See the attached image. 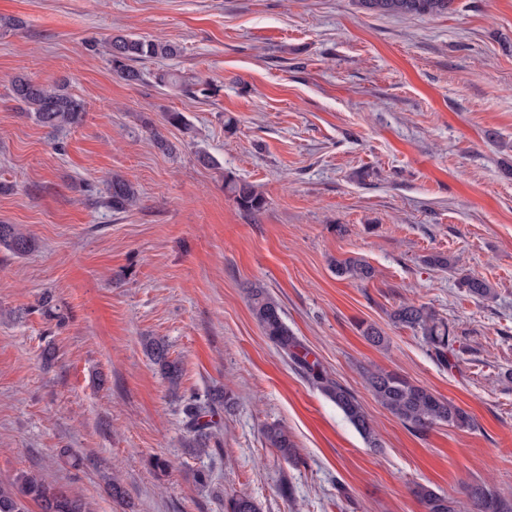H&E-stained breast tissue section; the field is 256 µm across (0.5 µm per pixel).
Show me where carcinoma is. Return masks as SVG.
Segmentation results:
<instances>
[{
    "instance_id": "obj_1",
    "label": "carcinoma",
    "mask_w": 512,
    "mask_h": 512,
    "mask_svg": "<svg viewBox=\"0 0 512 512\" xmlns=\"http://www.w3.org/2000/svg\"><path fill=\"white\" fill-rule=\"evenodd\" d=\"M361 7L379 15L441 16L451 10L454 0H358ZM180 48L167 41L146 40L134 35L118 34L109 44L112 70L123 80L135 83L141 72L134 63L150 59H169L177 56ZM15 98L25 106L41 126L61 131L78 125L85 112L84 101L68 91L64 84L44 85L24 75L12 81ZM224 189L237 205L250 213L262 211L265 199L255 187L231 176L224 177ZM138 193L134 184L121 176H114L106 183L102 203L114 212H124L134 206ZM0 244L13 253L23 255L32 247L30 237L12 224H0ZM339 278L368 281L375 277V269L362 257H347L333 262ZM459 287L472 296L492 298L494 288L484 279L466 275ZM249 307L263 335L298 368L305 371L312 385L336 405L347 421L370 444H376L374 427L354 393L332 379L317 362H309L308 351L282 317L279 302L261 285L249 291ZM393 324L421 332L431 353L441 364H448V354L456 342L454 332L435 312L423 305L403 303L390 313ZM145 348L162 374L173 386L178 384L181 371L178 362L169 359L164 342L147 338ZM368 386L374 397L400 421L417 432H425L437 423H447L457 428H468L472 418L451 401L435 395L429 389L414 384L407 378L382 370L367 376ZM232 403L229 392L215 389L207 405L194 400L184 405L185 424L193 434L194 447L204 451L212 436L215 406ZM269 444L278 449L288 460L296 456L295 445L288 432L278 425L266 429ZM475 512H512V499H507L485 484L465 488ZM413 495L424 507V512H460L458 502L441 495L427 486L417 485ZM35 502L40 512H85L84 504L70 496L62 487L46 481L41 476L23 473L8 484L0 483V512H25L23 499ZM225 512H260L254 499L239 495L227 500Z\"/></svg>"
}]
</instances>
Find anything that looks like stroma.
<instances>
[{
    "label": "stroma",
    "instance_id": "obj_1",
    "mask_svg": "<svg viewBox=\"0 0 512 512\" xmlns=\"http://www.w3.org/2000/svg\"><path fill=\"white\" fill-rule=\"evenodd\" d=\"M116 34L181 53L139 63L130 84L107 54ZM163 71L200 82L183 91ZM22 74L67 80L82 122L38 125L11 92ZM115 173L140 194L124 213L101 202ZM228 175L256 186L261 212L239 208ZM0 224L33 239L23 255L0 246V481L38 474L88 512H224L241 494L262 512H424L417 484L512 498V0H454L440 17L356 0H0ZM436 253L454 267L426 265ZM350 256L374 278L336 277L332 261ZM466 274L494 298L459 288ZM254 283L356 395L378 447L263 336ZM46 292L59 318L42 312ZM404 302L453 328L454 366L391 323ZM148 336L179 361L177 386ZM377 369L452 400L474 427L413 432L370 392ZM222 387L236 404L217 410L203 454L182 409ZM272 424L295 459L265 440ZM145 348L156 365L160 367L162 374L172 386H177L181 376L178 362L169 359L168 348L164 342L155 338L145 340Z\"/></svg>",
    "mask_w": 512,
    "mask_h": 512
}]
</instances>
